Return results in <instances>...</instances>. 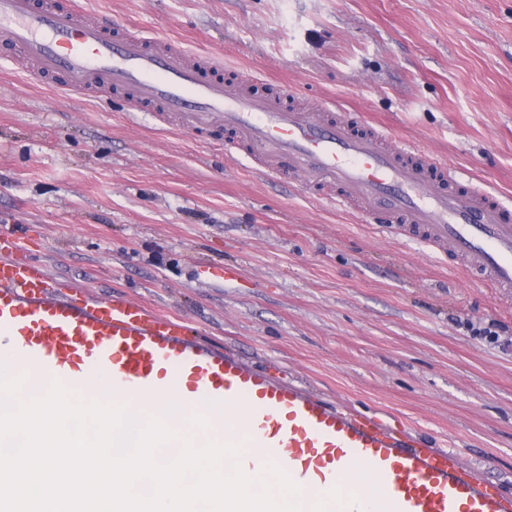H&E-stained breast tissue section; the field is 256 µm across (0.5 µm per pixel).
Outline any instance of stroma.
<instances>
[{
    "label": "stroma",
    "mask_w": 512,
    "mask_h": 512,
    "mask_svg": "<svg viewBox=\"0 0 512 512\" xmlns=\"http://www.w3.org/2000/svg\"><path fill=\"white\" fill-rule=\"evenodd\" d=\"M258 75L288 106L443 156L512 203V0H80ZM0 250L57 294L131 297L256 371L463 457L512 493V296L289 173L270 181L0 46ZM496 332L497 341L476 336Z\"/></svg>",
    "instance_id": "obj_1"
}]
</instances>
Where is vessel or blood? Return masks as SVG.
<instances>
[{
    "label": "vessel or blood",
    "mask_w": 512,
    "mask_h": 512,
    "mask_svg": "<svg viewBox=\"0 0 512 512\" xmlns=\"http://www.w3.org/2000/svg\"><path fill=\"white\" fill-rule=\"evenodd\" d=\"M0 45L57 77L66 93L109 88L133 111L174 114L180 130L224 128L265 174L291 171L336 186L341 207L383 213L399 235L512 292V208L478 188L448 191L457 174L428 150L392 144L376 130L354 133L322 107L283 106L252 91L251 79L216 77L221 62H191L178 44L115 36L76 0H0ZM50 283L44 267L18 266L0 253V345L13 344L33 377L85 387L107 365L116 397L179 394L234 409L225 429L245 428L248 447L287 458L300 479L335 480L340 463L369 470L386 492L365 512H512V495L466 476L457 453L399 437L258 373L232 352L190 342L177 319L148 304L80 307L50 296Z\"/></svg>",
    "instance_id": "obj_1"
}]
</instances>
